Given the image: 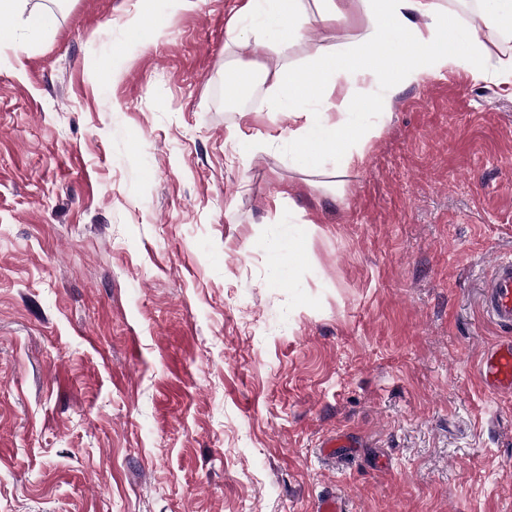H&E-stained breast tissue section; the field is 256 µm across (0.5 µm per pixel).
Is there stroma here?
<instances>
[{"mask_svg":"<svg viewBox=\"0 0 512 512\" xmlns=\"http://www.w3.org/2000/svg\"><path fill=\"white\" fill-rule=\"evenodd\" d=\"M463 2L496 69L512 36ZM244 3L29 0L52 32L0 43V512H512V392L477 374L506 337L479 294L512 252V84L403 87L338 197L289 167L287 113L254 92L240 120L224 64L357 28L282 58L228 43Z\"/></svg>","mask_w":512,"mask_h":512,"instance_id":"stroma-1","label":"stroma"}]
</instances>
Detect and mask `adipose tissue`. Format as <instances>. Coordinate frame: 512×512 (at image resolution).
Instances as JSON below:
<instances>
[{"mask_svg":"<svg viewBox=\"0 0 512 512\" xmlns=\"http://www.w3.org/2000/svg\"><path fill=\"white\" fill-rule=\"evenodd\" d=\"M354 18L359 31L353 41L322 43L301 64H282L260 78L267 111L292 119L290 162L308 173L331 159L339 178L362 163L400 87L451 67H467L479 79L486 74L490 48L449 12L447 0H246L227 39L238 41L246 24L281 51L298 43L304 30ZM357 83L375 87V95L352 99L349 87Z\"/></svg>","mask_w":512,"mask_h":512,"instance_id":"1","label":"adipose tissue"}]
</instances>
